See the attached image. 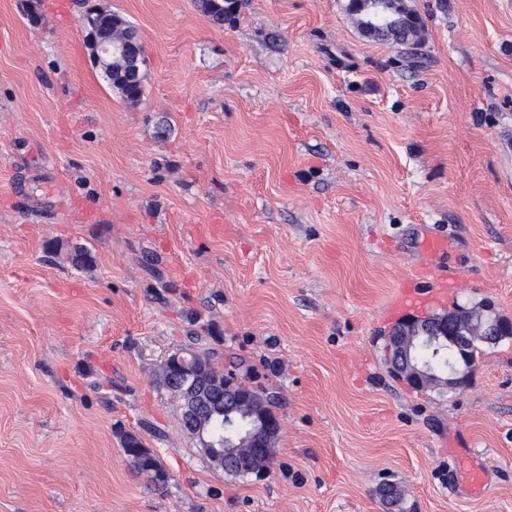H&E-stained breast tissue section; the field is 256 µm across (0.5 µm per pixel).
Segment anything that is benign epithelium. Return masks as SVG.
<instances>
[{
	"mask_svg": "<svg viewBox=\"0 0 512 512\" xmlns=\"http://www.w3.org/2000/svg\"><path fill=\"white\" fill-rule=\"evenodd\" d=\"M351 5L367 9L369 27L390 29L396 26L383 0H351ZM112 10L86 7L80 18L85 47L93 65L101 66L114 57L127 60V74L132 83L141 80V61L146 58L139 36L130 33L112 38ZM512 338V320L503 317L494 305L458 306L444 313L410 316L393 326L384 336L391 371L416 390L432 384L446 389L465 385L474 371L476 358L471 354L475 343ZM461 356L459 365L445 374L436 373L417 356L421 345L442 349L443 345ZM163 386L180 402L184 427L196 435L203 451L222 469L233 461L242 466L252 461L269 467L275 456L282 423L266 414V395L238 384L235 376L218 368L194 352H175L160 365ZM224 419V429L238 434V441L227 448L224 440L212 435L211 424ZM249 421L246 430L238 429L241 419Z\"/></svg>",
	"mask_w": 512,
	"mask_h": 512,
	"instance_id": "7a95c632",
	"label": "benign epithelium"
}]
</instances>
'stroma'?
Here are the masks:
<instances>
[{"mask_svg":"<svg viewBox=\"0 0 512 512\" xmlns=\"http://www.w3.org/2000/svg\"><path fill=\"white\" fill-rule=\"evenodd\" d=\"M94 2L139 31L138 104L76 0L35 24L0 0V512H386L387 481L405 512H512V339L444 393L383 339L456 304L512 318V0H403L414 48L349 0H244L221 29L193 0ZM427 267L464 282L392 308ZM188 347L275 393L266 472L215 470L185 431L158 368ZM121 68L119 66L113 68V75H112V86L109 84L108 81L103 77L105 82L112 87L113 90H115L124 101H126L129 104H136L140 101L141 97L143 96L145 84L144 85H136L134 87H130L128 83L124 81L120 74ZM125 454L130 456L126 451ZM129 459L131 460L137 473L144 475L148 481L154 484V486L159 485L155 480L156 474L162 473L167 475L166 471L163 469L153 453H151L150 456H147L141 452V455H132Z\"/></svg>","mask_w":512,"mask_h":512,"instance_id":"obj_1","label":"stroma"}]
</instances>
